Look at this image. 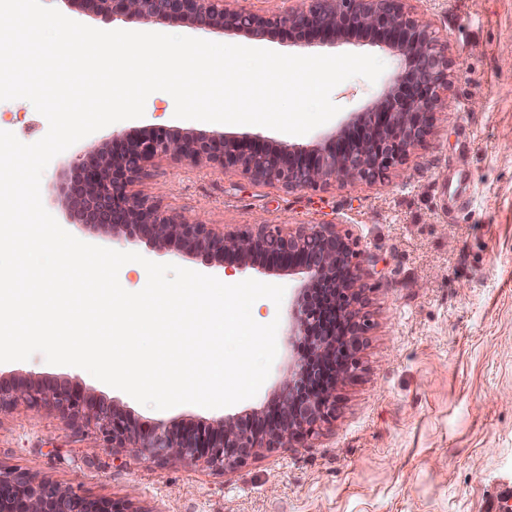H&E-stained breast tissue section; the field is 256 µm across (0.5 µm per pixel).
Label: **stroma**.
Returning <instances> with one entry per match:
<instances>
[{"label": "stroma", "mask_w": 512, "mask_h": 512, "mask_svg": "<svg viewBox=\"0 0 512 512\" xmlns=\"http://www.w3.org/2000/svg\"><path fill=\"white\" fill-rule=\"evenodd\" d=\"M100 30L186 35L292 55L372 54L386 64L376 83L338 85L340 113L302 136L248 126L266 139L309 145L385 93L400 68L387 48L361 41L303 47L286 33L256 40L191 21L132 22L87 12L81 0H45ZM448 50V104L425 141L385 184L330 182L288 191L201 162L155 163L134 185L167 214L222 230L269 224H333L358 243L356 263L371 327L355 377L338 384L335 418L301 444L263 452L234 477L205 464L156 465L126 449L89 448L86 432L50 409L0 413V464L82 493L133 497L139 512H499L512 500V0H413ZM105 127L55 157L41 181L45 208L78 239L111 247L101 229L71 223L53 188L69 165L112 133L158 125L198 128L159 111ZM0 130L27 143L47 120L24 99L0 101ZM282 304L257 300L260 323L279 320L278 354L257 395L206 409L155 410L42 354L0 363L4 377L67 380L113 400L140 420L218 424L269 404L298 359L288 341L298 278L280 277Z\"/></svg>", "instance_id": "stroma-1"}]
</instances>
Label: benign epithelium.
Instances as JSON below:
<instances>
[{
    "mask_svg": "<svg viewBox=\"0 0 512 512\" xmlns=\"http://www.w3.org/2000/svg\"><path fill=\"white\" fill-rule=\"evenodd\" d=\"M303 9L264 15L232 8L226 0H84L104 17L143 21L188 19L204 31L261 37L285 31L297 45H334L353 37L387 47L404 61L394 83L374 105L354 113L324 146L273 145L257 134L172 132L155 127L117 133L103 147L91 146L57 187L76 224L112 230V239L145 243L215 262L226 270L251 267L276 276L303 275L301 291L322 292L339 308L341 340L316 331L305 304L290 310L288 339L308 343L313 356L338 364L328 380L307 383L310 366L297 359L281 384L274 407L243 423L232 417L218 426L172 428L144 425L101 396L68 382L0 377V411L23 403L52 409L70 428L90 426L95 448H128L151 463L205 462L233 476L262 451L290 448L336 415L337 385L358 369L357 354L370 328L354 251L334 224L292 229L257 221L246 229L218 232L202 222L180 221L160 204L132 190L159 158L206 161L239 171L255 182L288 191L332 180L384 184L430 133L434 113L446 107L451 62L431 24L415 15L410 0H307ZM0 512H140L132 497H90L26 470L0 466Z\"/></svg>",
    "mask_w": 512,
    "mask_h": 512,
    "instance_id": "1",
    "label": "benign epithelium"
}]
</instances>
